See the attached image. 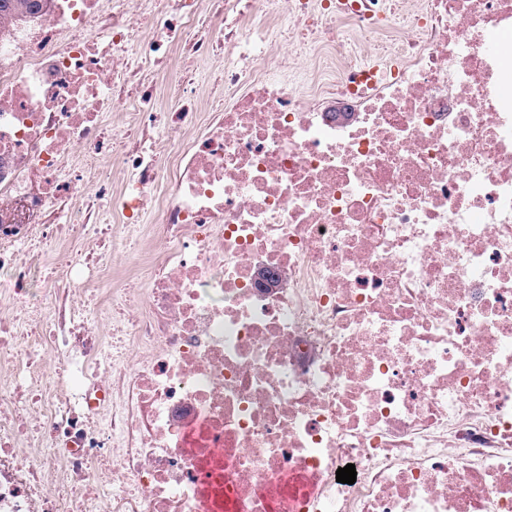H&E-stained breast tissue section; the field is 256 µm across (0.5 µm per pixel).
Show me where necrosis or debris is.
I'll use <instances>...</instances> for the list:
<instances>
[{"label":"necrosis or debris","instance_id":"obj_1","mask_svg":"<svg viewBox=\"0 0 512 512\" xmlns=\"http://www.w3.org/2000/svg\"><path fill=\"white\" fill-rule=\"evenodd\" d=\"M509 32L512 0L0 30V512H512Z\"/></svg>","mask_w":512,"mask_h":512}]
</instances>
